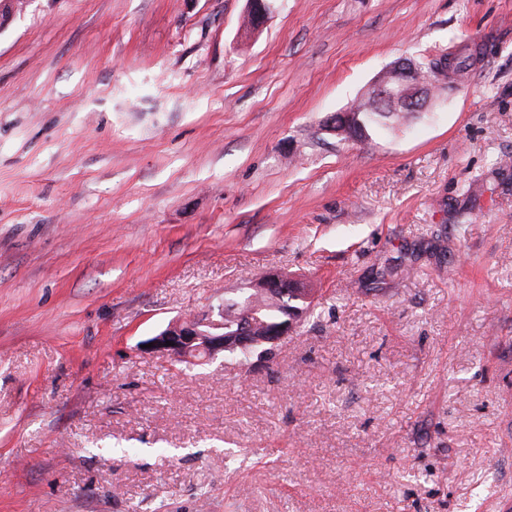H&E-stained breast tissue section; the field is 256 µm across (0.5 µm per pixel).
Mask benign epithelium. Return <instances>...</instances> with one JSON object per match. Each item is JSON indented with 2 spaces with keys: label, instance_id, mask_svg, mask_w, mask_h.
<instances>
[{
  "label": "benign epithelium",
  "instance_id": "obj_1",
  "mask_svg": "<svg viewBox=\"0 0 512 512\" xmlns=\"http://www.w3.org/2000/svg\"><path fill=\"white\" fill-rule=\"evenodd\" d=\"M415 73L410 64L403 62L388 67L382 76L371 86L374 96L390 102L393 107L403 112H419L427 104L431 88L414 80ZM290 280L282 271H271L253 282L252 287L262 290L278 288L281 282ZM302 315V310L291 308L283 310L282 321L263 332L261 336L252 335L251 329L260 321L256 312L243 315L239 327L224 332V305L217 307V312L205 319L182 318L170 323L156 336L148 339L152 347L149 353H159L173 360L189 363L212 362L219 357L245 354L248 357L258 355L271 359L275 347L290 336ZM173 345H167V342Z\"/></svg>",
  "mask_w": 512,
  "mask_h": 512
}]
</instances>
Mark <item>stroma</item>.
<instances>
[{
	"mask_svg": "<svg viewBox=\"0 0 512 512\" xmlns=\"http://www.w3.org/2000/svg\"><path fill=\"white\" fill-rule=\"evenodd\" d=\"M29 0L0 27V512L512 500V0ZM467 67L371 146L384 69ZM281 270L269 361L141 349Z\"/></svg>",
	"mask_w": 512,
	"mask_h": 512,
	"instance_id": "stroma-1",
	"label": "stroma"
}]
</instances>
